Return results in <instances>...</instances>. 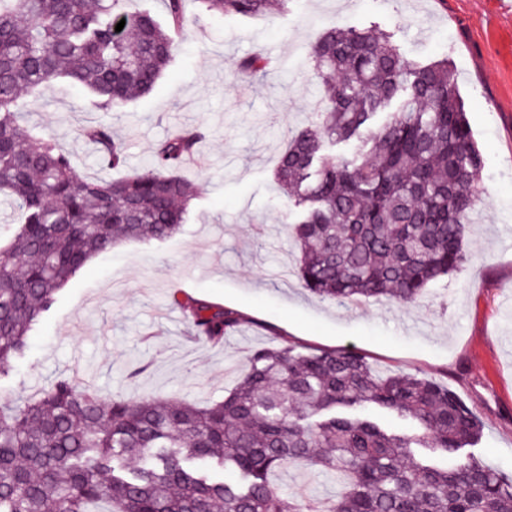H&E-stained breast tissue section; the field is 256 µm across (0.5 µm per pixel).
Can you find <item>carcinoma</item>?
<instances>
[{
  "label": "carcinoma",
  "instance_id": "carcinoma-1",
  "mask_svg": "<svg viewBox=\"0 0 512 512\" xmlns=\"http://www.w3.org/2000/svg\"><path fill=\"white\" fill-rule=\"evenodd\" d=\"M163 2L164 22L149 7L127 10L126 0H0V194L23 216L0 244V379L91 259L174 236L201 197L178 171L204 128L160 142L131 177L82 180L72 154L23 112V94L56 79L86 88L98 112L148 95L188 22L184 0ZM288 2L199 0L194 22L263 17ZM310 59L327 91L320 122L288 130L275 170L295 209L299 284L339 304L415 303L467 259L484 165L452 67L446 58L412 62L389 33L348 24L326 30ZM267 68L260 53L241 64L250 75ZM81 135L105 166L124 163L110 126ZM173 304L212 344L242 322L179 290ZM373 409L414 427L391 432L370 419ZM481 430L448 389L417 374L381 375L349 348H258L237 385L206 406L104 399L59 376L30 398L0 402V512H94L99 502L111 512H512V477L481 459L440 467L414 456L428 448L452 458ZM296 464L336 473V498L312 511L280 494L271 473Z\"/></svg>",
  "mask_w": 512,
  "mask_h": 512
}]
</instances>
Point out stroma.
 Wrapping results in <instances>:
<instances>
[{
    "label": "stroma",
    "mask_w": 512,
    "mask_h": 512,
    "mask_svg": "<svg viewBox=\"0 0 512 512\" xmlns=\"http://www.w3.org/2000/svg\"><path fill=\"white\" fill-rule=\"evenodd\" d=\"M147 97L97 112L65 80L26 97L31 126L74 153L79 178L103 176L83 127L107 123L125 143V174L141 169L172 129L203 125L209 137L181 173L202 189L174 237L132 241L90 261L63 289L0 381V397L32 396L62 373L93 377L105 398L153 395L222 399L258 346L303 352L351 348L377 372L416 373L447 386L483 423L466 451L512 475V11L499 0H290L270 17L214 16L194 24ZM391 32L408 60L448 58L484 165L478 212L466 229L467 260L429 284L417 303L339 306L302 290L292 271L287 199L274 184L289 128L315 121L322 87L312 44L338 24ZM262 53L251 77L239 64ZM242 316L223 343L195 339L172 289ZM148 370L138 380L129 371ZM322 471L273 476L284 496L322 501Z\"/></svg>",
    "instance_id": "1"
}]
</instances>
